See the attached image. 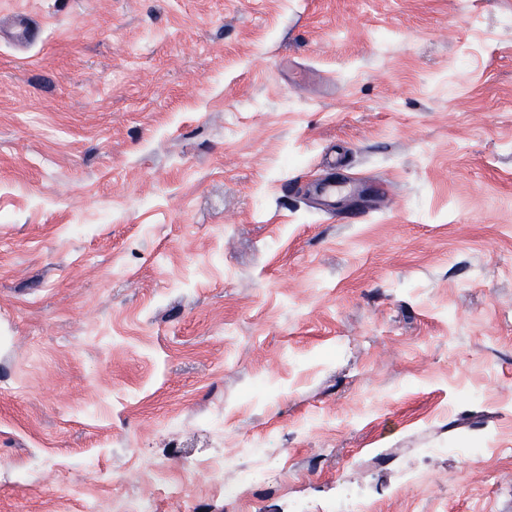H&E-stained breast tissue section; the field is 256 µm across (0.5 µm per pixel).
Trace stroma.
Masks as SVG:
<instances>
[{
  "instance_id": "1",
  "label": "stroma",
  "mask_w": 512,
  "mask_h": 512,
  "mask_svg": "<svg viewBox=\"0 0 512 512\" xmlns=\"http://www.w3.org/2000/svg\"><path fill=\"white\" fill-rule=\"evenodd\" d=\"M0 512H512V0H0Z\"/></svg>"
}]
</instances>
